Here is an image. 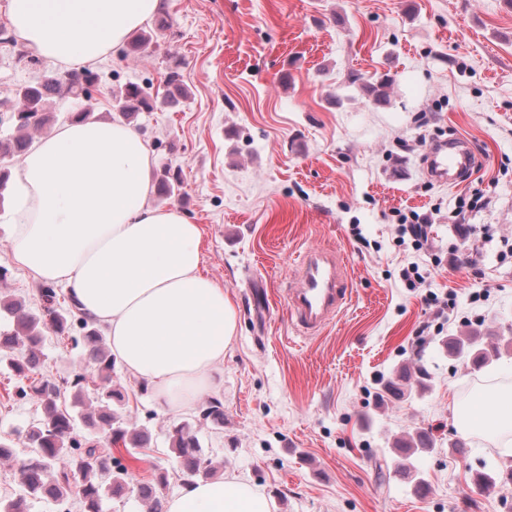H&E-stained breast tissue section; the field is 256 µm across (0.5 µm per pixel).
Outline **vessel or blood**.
<instances>
[{
	"mask_svg": "<svg viewBox=\"0 0 512 512\" xmlns=\"http://www.w3.org/2000/svg\"><path fill=\"white\" fill-rule=\"evenodd\" d=\"M427 173L441 183L457 184L478 165L466 140L439 141L427 151ZM294 288L287 293L288 314L304 336H314L328 326L351 299L348 262L337 249H306L294 272Z\"/></svg>",
	"mask_w": 512,
	"mask_h": 512,
	"instance_id": "b4317fda",
	"label": "vessel or blood"
}]
</instances>
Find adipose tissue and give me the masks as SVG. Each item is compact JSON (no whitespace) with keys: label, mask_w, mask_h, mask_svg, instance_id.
<instances>
[{"label":"adipose tissue","mask_w":512,"mask_h":512,"mask_svg":"<svg viewBox=\"0 0 512 512\" xmlns=\"http://www.w3.org/2000/svg\"><path fill=\"white\" fill-rule=\"evenodd\" d=\"M161 6L9 0L8 22L35 57L79 69L123 44ZM16 191L15 262L64 285L106 326L113 354L146 381L159 413H179L220 390L236 312L201 271L199 225L151 204V150L136 130L107 120L65 124L23 157ZM165 512H271V501L228 475L185 485Z\"/></svg>","instance_id":"ef3b65f1"}]
</instances>
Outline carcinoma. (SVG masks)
<instances>
[{
	"label": "carcinoma",
	"mask_w": 512,
	"mask_h": 512,
	"mask_svg": "<svg viewBox=\"0 0 512 512\" xmlns=\"http://www.w3.org/2000/svg\"><path fill=\"white\" fill-rule=\"evenodd\" d=\"M170 30L168 15L164 12L158 14L151 31L142 32L131 39L129 51L145 52L154 39L166 35ZM97 79V71L85 68L79 72H68L62 77L53 76L40 83L26 85L18 91L17 106L14 108L19 113L16 119L18 135L0 139V191L6 187L10 177L2 162L26 153L32 143L29 130L41 129L49 122L45 112L49 100L54 97L88 100L91 95L86 91V85ZM347 81L362 84L377 104L385 101L391 84L387 74L369 81L358 72L348 73ZM115 101L118 111L127 121L141 112L157 109V101L142 86L131 82L115 95ZM180 184V173L169 170L157 179L158 190L166 196L172 195ZM41 300L42 313L38 316L25 311L22 301L8 295L0 296V312L14 318V328L0 332V350L8 352V360L20 377L18 394L38 399L45 410L43 422L26 435L27 444L33 448V455L19 460L17 464L16 476L24 495L12 501L4 512H27L26 498L31 495L62 502L73 491L79 497L80 512H103L104 500L121 499L129 489L128 470L114 460L112 446L121 442L130 445L132 449L142 448L149 441V435L144 430H128L114 410L113 404L123 400L122 393L112 389L114 358L100 333L89 327V320L80 312L78 303L71 298L68 308H62L59 296L50 287L41 289ZM72 320L80 323L84 334L79 338L71 337V341L83 343L99 379V386L94 395L90 396L85 392L84 373L74 374L71 382L74 388L73 402L77 406L89 407L90 412L83 415L87 425L106 432L103 439L87 443L75 454L69 453L66 445V439L74 429V418L70 413L58 410L57 387L38 377L40 357L37 353L44 328L53 329L64 340ZM445 346L450 356L468 359L475 370L482 368L490 358L500 355L499 347H486L480 336L451 337L445 341ZM170 442L184 477H207L212 474V461L200 453L199 441L190 424L183 423L174 427ZM167 480V473L161 471L154 483L140 486V497L149 505V512H163V490Z\"/></svg>",
	"instance_id": "cac0c4a2"
}]
</instances>
